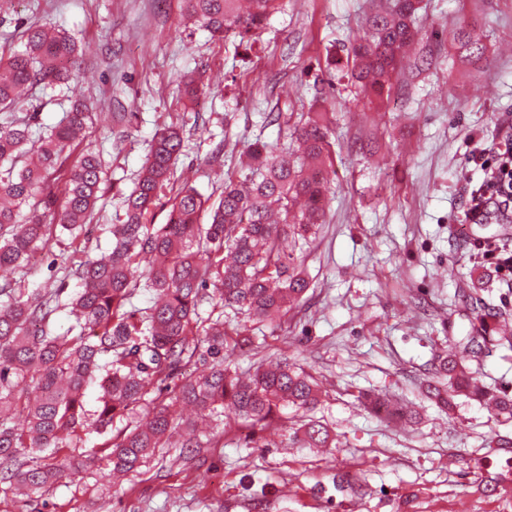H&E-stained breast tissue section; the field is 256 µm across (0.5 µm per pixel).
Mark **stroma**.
<instances>
[{"mask_svg": "<svg viewBox=\"0 0 512 512\" xmlns=\"http://www.w3.org/2000/svg\"><path fill=\"white\" fill-rule=\"evenodd\" d=\"M379 0H279L250 53L237 42L181 26L182 0H9L0 8V52L19 50L30 22L73 35L81 95L95 106L88 143L108 164L109 189L95 215L91 253L112 249L104 230L120 209L156 130L185 127L178 170L197 189L219 194L238 155L261 140L285 144L287 125L270 112L307 111L314 94L336 109L335 175L324 224L304 244L310 301L281 330L225 311L247 328L232 355L238 370L285 353L305 362L326 393L315 415L334 442L321 450L292 445L300 418L285 409L270 425L225 427L221 447L155 456L119 483L77 473L44 496L0 494V512H512V451L491 438L512 435V419L456 398L443 410L424 393L439 355L471 335L474 307L464 291L489 289L512 320V282L472 259L484 240L512 249V220L462 223L483 173L475 150L494 153L512 136V0H420L424 71L403 70L382 106L347 79H330L326 58L363 35ZM477 26L484 60L466 62L450 43L459 25ZM194 78L196 100L183 94ZM133 113L132 121L122 113ZM130 138L123 150L113 143ZM69 237L52 241L18 279L22 289H78L62 262L82 260ZM487 386L512 390V350L492 347L469 363ZM411 407L396 423L371 414L364 395ZM362 485L337 491V477ZM500 492L474 494V483Z\"/></svg>", "mask_w": 512, "mask_h": 512, "instance_id": "obj_1", "label": "stroma"}]
</instances>
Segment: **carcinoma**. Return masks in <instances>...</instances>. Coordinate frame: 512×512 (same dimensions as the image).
I'll use <instances>...</instances> for the list:
<instances>
[{"label": "carcinoma", "mask_w": 512, "mask_h": 512, "mask_svg": "<svg viewBox=\"0 0 512 512\" xmlns=\"http://www.w3.org/2000/svg\"><path fill=\"white\" fill-rule=\"evenodd\" d=\"M183 0L182 19L214 37L253 44L276 0ZM419 0H386L369 20L366 35L346 51L343 70L370 97L391 93L403 61L418 41ZM24 49L0 58V109L33 96V89L71 79L77 45L61 29L32 23ZM451 44L476 64L485 46L463 24ZM89 106L74 93L65 117L36 134L32 122L0 126V271L25 272L32 253L66 233L77 240L91 223L105 191V163L83 146ZM333 113L318 103L297 113L290 146L254 143L238 175L224 174L217 199L177 183L176 165L184 148L179 127L160 130L152 140L132 190L121 199L122 216L107 231L112 252L64 266L81 288L62 299L61 288L24 293L0 285V462L14 461L3 493L35 495L79 470L97 471L105 459L114 473L137 472L161 448H200L193 422L176 414L189 405L210 419L222 414L251 425L265 424L291 407L302 412L292 443L328 448L332 435L313 413L318 384L300 364L282 355L240 374L225 365L240 343L239 327H226L231 309L272 330L282 328L309 290L299 245L323 223L333 169ZM170 188L167 222L151 223L161 192ZM203 213L209 222H199ZM152 293L148 307L134 304L136 292ZM207 318L200 316L203 305ZM69 311L74 324L63 336L52 333L51 318ZM501 309L483 302L475 311L479 328L463 350L441 358L426 382L427 397L448 407L457 397L482 402L512 418V393L480 383L468 362L490 345L512 349V331L501 327ZM211 360L208 373L184 368ZM181 375L168 402L147 398ZM28 380L27 395L14 380ZM100 381L101 405L91 419L83 407L85 386ZM375 413L398 420L407 410L376 396ZM128 418L112 431L116 418ZM105 435L100 447L71 463L88 428Z\"/></svg>", "instance_id": "cac0c4a2"}]
</instances>
